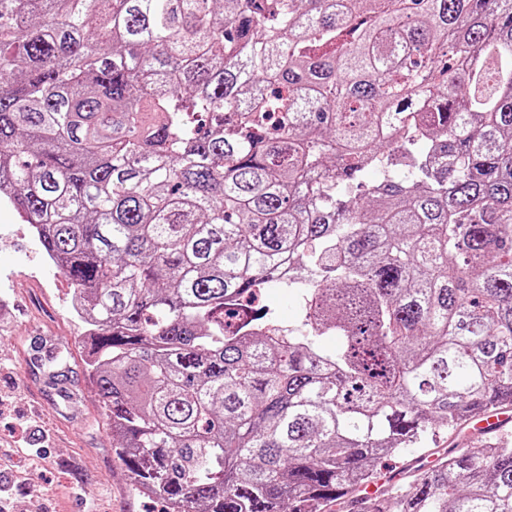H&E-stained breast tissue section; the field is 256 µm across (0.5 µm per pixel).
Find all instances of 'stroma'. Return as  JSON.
<instances>
[{
    "label": "stroma",
    "mask_w": 512,
    "mask_h": 512,
    "mask_svg": "<svg viewBox=\"0 0 512 512\" xmlns=\"http://www.w3.org/2000/svg\"><path fill=\"white\" fill-rule=\"evenodd\" d=\"M71 282L48 260L28 224L0 203V488L10 512H160L133 491L112 453V433L83 363L84 324L71 310ZM68 375L57 385L35 366V343ZM479 441L440 437L434 447L382 459L379 477L443 450L477 452Z\"/></svg>",
    "instance_id": "1"
}]
</instances>
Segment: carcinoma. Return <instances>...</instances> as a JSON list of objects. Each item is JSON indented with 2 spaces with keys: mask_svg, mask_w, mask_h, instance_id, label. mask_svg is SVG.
I'll list each match as a JSON object with an SVG mask.
<instances>
[{
  "mask_svg": "<svg viewBox=\"0 0 512 512\" xmlns=\"http://www.w3.org/2000/svg\"><path fill=\"white\" fill-rule=\"evenodd\" d=\"M0 200L162 512H512L507 436L360 498L512 405V0H0ZM270 309L275 313L282 326L293 327L297 324L301 314L300 299L288 293L284 288H270L261 298L257 312ZM451 433L442 432L440 433V438H437V444L436 446H431V449H420V448H411L407 450L403 455L397 456V457H387L382 459L377 464L378 469V478L382 479L386 476H389L390 474L394 473L393 476H397V481H399L401 478H403L405 466L411 464L413 461L415 463L420 464V461L424 459L423 464H428V459L431 456L438 457V452H442L443 450L448 451H458V450H465L471 453H476L479 450L480 442L479 440H474L472 442H459L455 443L459 439L454 436L448 439L449 435ZM455 443V444H454ZM392 476V477H393ZM399 479V480H398ZM394 482V483H395Z\"/></svg>",
  "mask_w": 512,
  "mask_h": 512,
  "instance_id": "carcinoma-1",
  "label": "carcinoma"
}]
</instances>
